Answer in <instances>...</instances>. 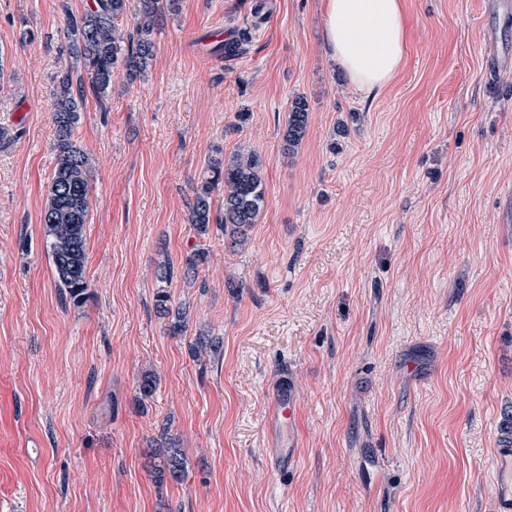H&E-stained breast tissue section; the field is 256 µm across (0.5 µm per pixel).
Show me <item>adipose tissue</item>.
<instances>
[{
    "label": "adipose tissue",
    "instance_id": "1",
    "mask_svg": "<svg viewBox=\"0 0 512 512\" xmlns=\"http://www.w3.org/2000/svg\"><path fill=\"white\" fill-rule=\"evenodd\" d=\"M332 63L360 92L382 91L402 67L407 36L401 0H323Z\"/></svg>",
    "mask_w": 512,
    "mask_h": 512
}]
</instances>
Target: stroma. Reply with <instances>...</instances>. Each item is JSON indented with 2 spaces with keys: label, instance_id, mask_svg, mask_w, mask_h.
<instances>
[{
  "label": "stroma",
  "instance_id": "stroma-1",
  "mask_svg": "<svg viewBox=\"0 0 512 512\" xmlns=\"http://www.w3.org/2000/svg\"><path fill=\"white\" fill-rule=\"evenodd\" d=\"M0 0V512H496L512 416V10L401 0L406 59L378 95L329 62L323 0H179L154 56L87 95L88 294L63 301L44 242L68 14ZM250 28L245 54L212 31ZM309 108L294 154L282 129ZM247 120H239V113ZM261 160L243 245L197 236L213 157ZM206 252L196 283L188 253ZM173 276H155L162 260ZM167 287L186 335L158 317ZM221 337L194 360L197 331ZM157 388L140 400L138 384ZM297 397L295 463L266 452L270 390ZM176 438L183 482L150 453ZM309 113L304 98H295L288 110V118L283 131V148L294 152L306 136Z\"/></svg>",
  "mask_w": 512,
  "mask_h": 512
}]
</instances>
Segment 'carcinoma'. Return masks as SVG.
Here are the masks:
<instances>
[{
    "mask_svg": "<svg viewBox=\"0 0 512 512\" xmlns=\"http://www.w3.org/2000/svg\"><path fill=\"white\" fill-rule=\"evenodd\" d=\"M179 0H139L134 29L126 35L118 33V21L127 15L129 0H93V4L68 22L67 36L72 42V62L55 88L53 126L55 166L49 184L43 211L46 248L52 260L56 286L63 297L79 305L87 295L86 239L84 226L89 216L90 160L84 149L73 140L75 125L85 105L84 72L95 97L106 94L112 86V73L122 65L127 78L135 80L153 56V42L149 35L165 12L177 10ZM251 42L250 29L235 31V35L214 47L226 59H234L246 52ZM309 113L306 101L294 99L288 110L283 131V148L295 151L306 136ZM261 161L257 153L236 154L225 161L214 158L209 162L207 176L196 187L189 206L188 223L200 236L209 234L211 224L228 236L232 246L244 241L246 231L257 223L265 206V188L260 173ZM224 190V212L213 215V195ZM207 261V254L196 250L186 257L183 278L195 281L199 266ZM157 314L170 319L169 331L174 336L187 333L188 311L183 305H173L164 288L155 294ZM220 347V338L205 332L196 334L192 343L195 354L214 352ZM152 473L156 483L166 480L181 482L186 474V460L181 449L172 443L152 454Z\"/></svg>",
    "mask_w": 512,
    "mask_h": 512,
    "instance_id": "1",
    "label": "carcinoma"
}]
</instances>
